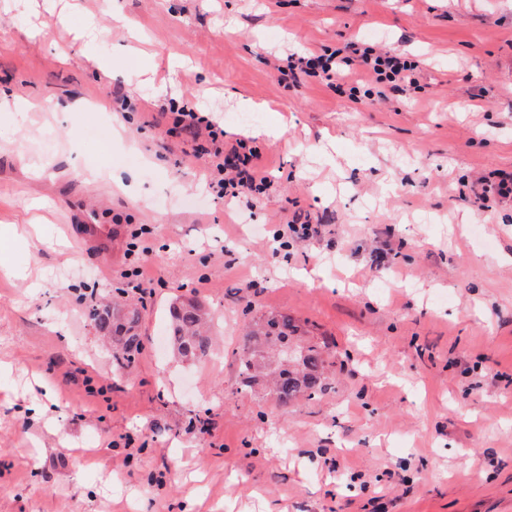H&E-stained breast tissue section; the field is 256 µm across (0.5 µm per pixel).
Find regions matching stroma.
Returning a JSON list of instances; mask_svg holds the SVG:
<instances>
[{"label":"stroma","instance_id":"obj_1","mask_svg":"<svg viewBox=\"0 0 512 512\" xmlns=\"http://www.w3.org/2000/svg\"><path fill=\"white\" fill-rule=\"evenodd\" d=\"M90 18L107 40L84 37ZM349 41L417 61L420 89L278 81L286 54ZM117 84L231 141L241 99L264 104L257 125H285L253 144L279 184L251 212L217 199L180 138L105 107ZM497 169L512 0H0V228L32 213L43 241H7L27 278L0 277V512H512V203L457 223ZM297 211L321 238L273 254ZM141 225L151 278L132 289ZM120 289L141 311L126 370L89 318ZM178 298L212 318L202 360L165 341ZM269 312L323 345L324 394L279 406L241 387L243 327Z\"/></svg>","mask_w":512,"mask_h":512}]
</instances>
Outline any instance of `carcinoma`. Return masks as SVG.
Wrapping results in <instances>:
<instances>
[{
    "label": "carcinoma",
    "mask_w": 512,
    "mask_h": 512,
    "mask_svg": "<svg viewBox=\"0 0 512 512\" xmlns=\"http://www.w3.org/2000/svg\"><path fill=\"white\" fill-rule=\"evenodd\" d=\"M90 318L99 330L112 337V359L120 368L131 367L142 349L140 313L135 307L112 302V308H93ZM209 313L203 304L187 299L175 301L169 308L166 332L175 355L183 360L200 359L212 348L208 333ZM299 329L283 314H270L247 326V347L237 357L238 372L250 389L267 379L266 399L286 406L301 397L313 399L327 389V360L321 345L300 347V353L285 365L287 350L299 341Z\"/></svg>",
    "instance_id": "cac0c4a2"
}]
</instances>
